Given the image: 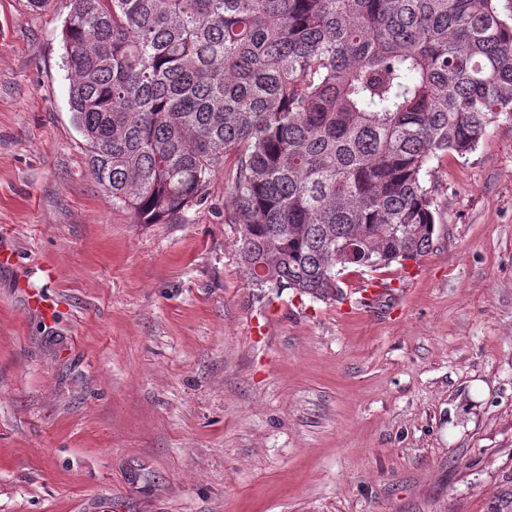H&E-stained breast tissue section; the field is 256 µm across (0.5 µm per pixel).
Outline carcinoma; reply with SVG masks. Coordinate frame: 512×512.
<instances>
[{
  "mask_svg": "<svg viewBox=\"0 0 512 512\" xmlns=\"http://www.w3.org/2000/svg\"><path fill=\"white\" fill-rule=\"evenodd\" d=\"M72 121L88 167L138 224H171L236 168L251 284L326 304L341 278L420 264L431 163L512 114L499 0H70Z\"/></svg>",
  "mask_w": 512,
  "mask_h": 512,
  "instance_id": "1",
  "label": "carcinoma"
}]
</instances>
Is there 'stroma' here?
I'll return each mask as SVG.
<instances>
[{
	"instance_id": "obj_1",
	"label": "stroma",
	"mask_w": 512,
	"mask_h": 512,
	"mask_svg": "<svg viewBox=\"0 0 512 512\" xmlns=\"http://www.w3.org/2000/svg\"><path fill=\"white\" fill-rule=\"evenodd\" d=\"M69 9L0 0V512H512V117L433 161L421 264L276 295L224 221L234 158L174 224L92 178Z\"/></svg>"
}]
</instances>
